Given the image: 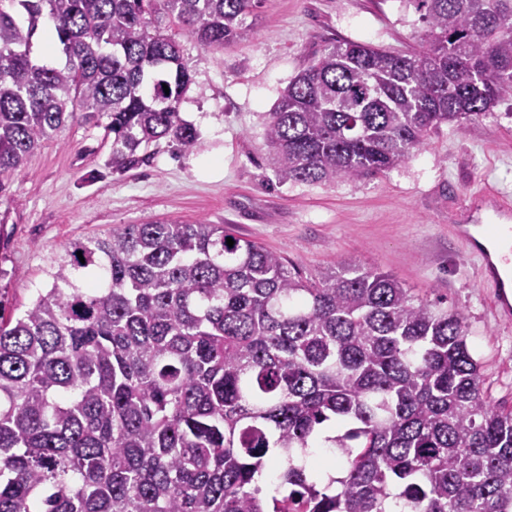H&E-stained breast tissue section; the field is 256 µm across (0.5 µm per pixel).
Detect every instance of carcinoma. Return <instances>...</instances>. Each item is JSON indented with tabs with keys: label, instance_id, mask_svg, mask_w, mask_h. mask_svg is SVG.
<instances>
[{
	"label": "carcinoma",
	"instance_id": "cac0c4a2",
	"mask_svg": "<svg viewBox=\"0 0 512 512\" xmlns=\"http://www.w3.org/2000/svg\"><path fill=\"white\" fill-rule=\"evenodd\" d=\"M414 2L415 48L336 42L288 83L266 119L280 180L374 178L512 100V0ZM259 4L0 0V197L78 112L107 119L113 172L163 138L194 149L178 37L222 49ZM46 19L59 64L33 56ZM49 276L23 313L0 303V512H512V409L484 396L463 315L392 275L307 279L226 227L154 220Z\"/></svg>",
	"mask_w": 512,
	"mask_h": 512
}]
</instances>
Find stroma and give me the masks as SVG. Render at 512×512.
<instances>
[{"label":"stroma","mask_w":512,"mask_h":512,"mask_svg":"<svg viewBox=\"0 0 512 512\" xmlns=\"http://www.w3.org/2000/svg\"><path fill=\"white\" fill-rule=\"evenodd\" d=\"M258 12L250 37L225 49L181 41L193 82L179 112L198 134L194 150L163 139L143 163L113 174L104 121L78 117L8 178L0 302L25 310L50 287L48 271L73 241L151 220L227 224L304 276L341 264L374 268L415 297L462 313L488 400L511 408L512 318L496 310L453 227L479 215L485 189L512 206V100L464 127L442 125L378 177L280 181L269 163L265 116L291 79L334 42L408 51L423 23L415 0H262Z\"/></svg>","instance_id":"obj_1"}]
</instances>
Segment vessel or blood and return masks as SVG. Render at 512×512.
Listing matches in <instances>:
<instances>
[{"instance_id": "vessel-or-blood-1", "label": "vessel or blood", "mask_w": 512, "mask_h": 512, "mask_svg": "<svg viewBox=\"0 0 512 512\" xmlns=\"http://www.w3.org/2000/svg\"><path fill=\"white\" fill-rule=\"evenodd\" d=\"M458 233L479 256L482 276L497 288L501 310L512 311V225H462Z\"/></svg>"}]
</instances>
